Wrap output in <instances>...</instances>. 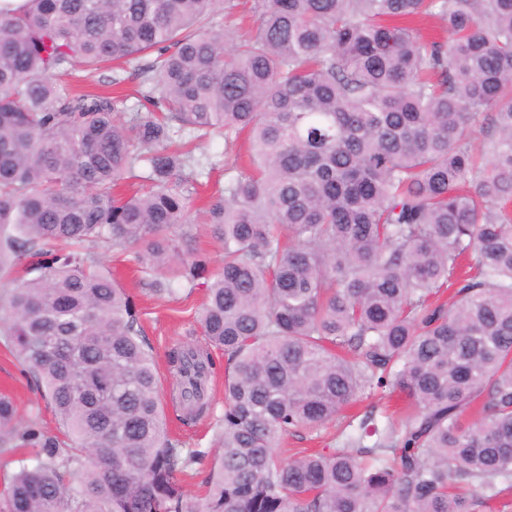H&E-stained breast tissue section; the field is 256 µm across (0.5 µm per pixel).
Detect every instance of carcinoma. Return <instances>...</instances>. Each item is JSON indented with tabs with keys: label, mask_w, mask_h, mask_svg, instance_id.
Returning a JSON list of instances; mask_svg holds the SVG:
<instances>
[{
	"label": "carcinoma",
	"mask_w": 512,
	"mask_h": 512,
	"mask_svg": "<svg viewBox=\"0 0 512 512\" xmlns=\"http://www.w3.org/2000/svg\"><path fill=\"white\" fill-rule=\"evenodd\" d=\"M26 0L0 13V335L59 434L0 397V512H474L512 501V0ZM437 16L445 41L411 23ZM155 54L139 103L61 79ZM130 113L124 119V113ZM251 138L186 246L215 135ZM204 288L164 393L134 297ZM449 300H442L444 294ZM224 411L213 415V352ZM403 403L396 419L378 404ZM215 420L202 453L166 427ZM340 445L284 447L333 423ZM167 420L169 431L173 434L180 435L189 448H198L206 452V457L195 464L190 471V476L185 478V484L194 494H198L202 490L203 480L209 473L211 462L213 460L215 450V430L212 420L204 419L190 426H183L175 420L174 409L169 407L167 410Z\"/></svg>",
	"instance_id": "obj_1"
}]
</instances>
